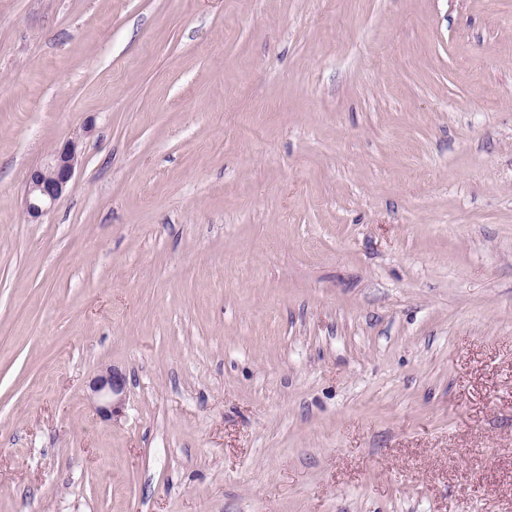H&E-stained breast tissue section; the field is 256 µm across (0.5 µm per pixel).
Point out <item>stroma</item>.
Masks as SVG:
<instances>
[{
  "label": "stroma",
  "mask_w": 512,
  "mask_h": 512,
  "mask_svg": "<svg viewBox=\"0 0 512 512\" xmlns=\"http://www.w3.org/2000/svg\"><path fill=\"white\" fill-rule=\"evenodd\" d=\"M0 512H512V0H0ZM79 143L68 141L46 160L32 168L26 179L24 206L28 217L40 218L61 199L69 188L79 161ZM125 384V378L111 369L91 381L90 390L99 402L98 412L104 419L112 418L119 408L121 398L118 396L123 393Z\"/></svg>",
  "instance_id": "stroma-1"
}]
</instances>
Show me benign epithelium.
Returning <instances> with one entry per match:
<instances>
[{"label": "benign epithelium", "instance_id": "1", "mask_svg": "<svg viewBox=\"0 0 512 512\" xmlns=\"http://www.w3.org/2000/svg\"><path fill=\"white\" fill-rule=\"evenodd\" d=\"M79 143L72 140L54 150L46 160L32 168L26 179L24 206L28 217L37 219L47 213L69 188L78 166ZM125 388V378L112 371L97 376L90 390L98 400V412L105 419L119 408V396Z\"/></svg>", "mask_w": 512, "mask_h": 512}]
</instances>
